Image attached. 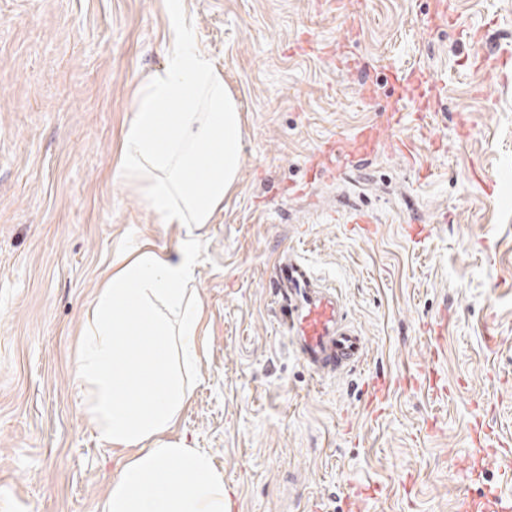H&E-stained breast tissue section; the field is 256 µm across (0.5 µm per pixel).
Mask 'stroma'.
Wrapping results in <instances>:
<instances>
[{
	"label": "stroma",
	"instance_id": "stroma-1",
	"mask_svg": "<svg viewBox=\"0 0 512 512\" xmlns=\"http://www.w3.org/2000/svg\"><path fill=\"white\" fill-rule=\"evenodd\" d=\"M182 0L199 47L241 105L243 161L210 224L160 223L117 176L138 90L165 61L168 0H0V512H101L122 452L78 412L74 361L99 274L129 240L199 239L203 381L175 437L224 473L231 512H491L512 471L481 458L474 424L512 442V74L487 79L465 28L512 50V0ZM419 66L435 111L382 125L414 141L336 180L323 139L349 143L391 107L344 66ZM497 182L486 195L474 171ZM370 208L371 236L343 215ZM293 251L336 287L366 344L314 377L278 331L268 287ZM448 315L442 349L421 325ZM440 375L445 394L424 374ZM416 376L380 413L377 376ZM470 461L460 469L459 461Z\"/></svg>",
	"mask_w": 512,
	"mask_h": 512
}]
</instances>
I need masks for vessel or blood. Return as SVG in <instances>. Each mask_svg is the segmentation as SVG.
Instances as JSON below:
<instances>
[{
	"instance_id": "b4317fda",
	"label": "vessel or blood",
	"mask_w": 512,
	"mask_h": 512,
	"mask_svg": "<svg viewBox=\"0 0 512 512\" xmlns=\"http://www.w3.org/2000/svg\"><path fill=\"white\" fill-rule=\"evenodd\" d=\"M465 37L476 49L472 59L475 68L494 74L512 61L511 52L496 56L482 51L483 30L466 31ZM381 143L379 127L371 125L357 131L353 149L341 151L329 142L323 157L340 173L374 154ZM269 286L276 324L312 374L333 376L361 361L364 341L346 321L341 294L316 277L304 261L287 251L280 254L272 265Z\"/></svg>"
}]
</instances>
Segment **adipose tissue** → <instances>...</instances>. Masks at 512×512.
Masks as SVG:
<instances>
[{"mask_svg":"<svg viewBox=\"0 0 512 512\" xmlns=\"http://www.w3.org/2000/svg\"><path fill=\"white\" fill-rule=\"evenodd\" d=\"M168 22L164 66L140 87L122 141L121 176L161 223L204 225L238 179L241 115L180 0H169ZM195 246L127 245L84 312L80 411L103 443L128 453L101 512H228L211 457L168 438L200 381Z\"/></svg>","mask_w":512,"mask_h":512,"instance_id":"1","label":"adipose tissue"}]
</instances>
